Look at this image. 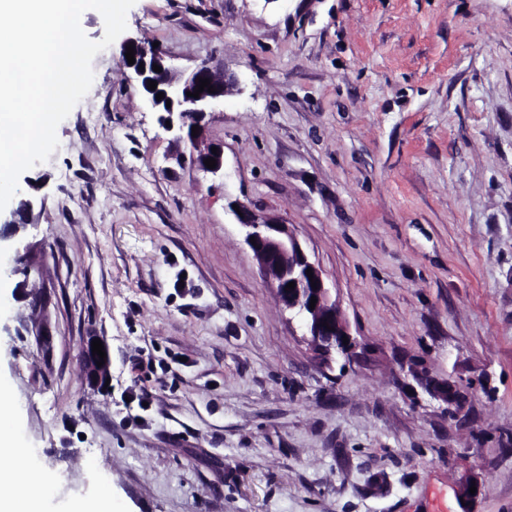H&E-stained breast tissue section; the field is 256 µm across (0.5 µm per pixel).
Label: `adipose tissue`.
Here are the masks:
<instances>
[{
    "instance_id": "adipose-tissue-1",
    "label": "adipose tissue",
    "mask_w": 512,
    "mask_h": 512,
    "mask_svg": "<svg viewBox=\"0 0 512 512\" xmlns=\"http://www.w3.org/2000/svg\"><path fill=\"white\" fill-rule=\"evenodd\" d=\"M0 447L9 449L17 463L9 469L0 468V512H46L55 480L50 473L39 469L28 449L20 440L18 412L8 386L0 382ZM34 479L39 491L23 495L18 491L25 478Z\"/></svg>"
}]
</instances>
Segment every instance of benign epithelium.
Wrapping results in <instances>:
<instances>
[{
  "instance_id": "benign-epithelium-1",
  "label": "benign epithelium",
  "mask_w": 512,
  "mask_h": 512,
  "mask_svg": "<svg viewBox=\"0 0 512 512\" xmlns=\"http://www.w3.org/2000/svg\"><path fill=\"white\" fill-rule=\"evenodd\" d=\"M133 46L135 63L130 66L133 78L145 96L150 107L156 112H165L164 120L170 125L164 129L173 134L174 138L189 142L198 149L195 163L202 170L219 174L224 172V149L217 146V153H212V145L199 149L203 141V121L208 112L224 102V97L234 86V79L218 74L209 64L203 63L188 74L177 72L165 59L163 53L137 38L127 39L123 47ZM144 69H139V65ZM161 67V71L153 70V65ZM207 79L215 92L203 91L199 97H189L187 93L194 92L199 80ZM157 82L155 89L149 88V82ZM163 93L158 100L156 95ZM171 106H166V102ZM199 127L198 134L192 135V127ZM213 158L216 167L207 168L204 160ZM239 224L245 228V242L256 256L263 277L276 290L280 302L285 309L304 316L305 330L308 341L316 354L329 357L334 350L348 353L352 345L343 344V336L349 335L348 327L342 318L336 301L332 300L330 289L326 287L321 270L312 263L300 243L293 237L288 225L276 223L268 218L260 217L247 207L239 206L235 214ZM313 271V277L307 276V271ZM295 283V288L285 290L288 283ZM317 283L312 288L311 283ZM316 297L315 307H310L311 297ZM28 320L33 325L36 335L47 333L49 314L47 303L38 297H33L28 304ZM85 359L90 381L107 379L110 372V358L99 366V356L92 354V345H87Z\"/></svg>"
}]
</instances>
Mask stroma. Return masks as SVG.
Returning a JSON list of instances; mask_svg holds the SVG:
<instances>
[{
	"label": "stroma",
	"mask_w": 512,
	"mask_h": 512,
	"mask_svg": "<svg viewBox=\"0 0 512 512\" xmlns=\"http://www.w3.org/2000/svg\"><path fill=\"white\" fill-rule=\"evenodd\" d=\"M125 34L235 78L204 120L224 171L164 130L118 40L21 175L0 381L53 512L100 476L126 512H461L468 480L470 512H512V0H136ZM236 204L320 268L350 356L313 352ZM26 244L43 341L11 273ZM28 308V320L33 325L36 336H46L49 323L47 303L35 295L28 304Z\"/></svg>",
	"instance_id": "stroma-1"
}]
</instances>
